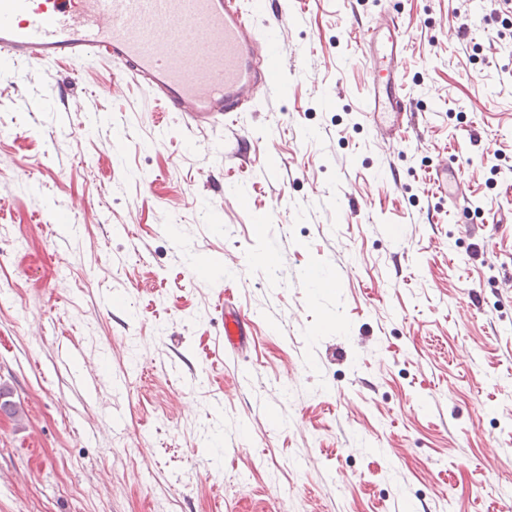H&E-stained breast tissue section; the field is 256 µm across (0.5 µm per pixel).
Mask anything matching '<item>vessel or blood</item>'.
<instances>
[{"instance_id": "obj_1", "label": "vessel or blood", "mask_w": 512, "mask_h": 512, "mask_svg": "<svg viewBox=\"0 0 512 512\" xmlns=\"http://www.w3.org/2000/svg\"><path fill=\"white\" fill-rule=\"evenodd\" d=\"M357 30V60L371 77L362 101L369 128L389 145L402 141L416 110L401 90L404 43L391 0ZM272 9L258 31L242 0H0V58L14 63L119 64L166 111L196 125H216L241 111L246 95L272 84L283 51ZM438 195L462 194L459 171L440 164ZM245 322L224 312V345L239 349Z\"/></svg>"}]
</instances>
